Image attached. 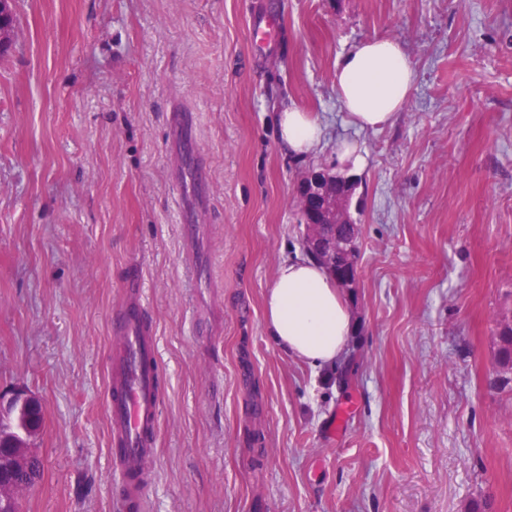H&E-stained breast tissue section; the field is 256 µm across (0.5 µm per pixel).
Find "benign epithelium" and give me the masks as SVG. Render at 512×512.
Masks as SVG:
<instances>
[{"mask_svg":"<svg viewBox=\"0 0 512 512\" xmlns=\"http://www.w3.org/2000/svg\"><path fill=\"white\" fill-rule=\"evenodd\" d=\"M13 12V0H0V43L13 39L14 28L1 22V19ZM298 202L305 219L310 226L321 225L325 232L313 236L305 244V249L317 257L333 272L348 283L358 277L357 259L342 260L336 255V225L338 206L336 204V176L326 172H313L306 176L298 188ZM35 396L24 389L0 392V421L5 419L17 407L36 404ZM20 467L19 462L0 465V512H10V505L22 494L34 488L28 480L8 477V472Z\"/></svg>","mask_w":512,"mask_h":512,"instance_id":"7a95c632","label":"benign epithelium"}]
</instances>
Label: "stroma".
<instances>
[{
    "instance_id": "obj_1",
    "label": "stroma",
    "mask_w": 512,
    "mask_h": 512,
    "mask_svg": "<svg viewBox=\"0 0 512 512\" xmlns=\"http://www.w3.org/2000/svg\"><path fill=\"white\" fill-rule=\"evenodd\" d=\"M0 57V391L40 402L23 512H125L105 400L112 314L160 350L143 512H512V0H16ZM282 22L251 47L260 15ZM400 40L418 82L377 131L345 122L340 57ZM197 116L211 196L186 238L166 115ZM327 131L304 160L279 107ZM358 139L355 330L334 371L267 336L304 254L298 184ZM204 252L209 265L194 268ZM141 284L129 285L132 271ZM339 433H330L334 419ZM499 348L497 363L502 377L507 381L512 378L508 375L512 374V326L509 323L501 325L499 331Z\"/></svg>"
}]
</instances>
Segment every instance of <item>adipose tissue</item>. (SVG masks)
<instances>
[{
    "instance_id": "adipose-tissue-1",
    "label": "adipose tissue",
    "mask_w": 512,
    "mask_h": 512,
    "mask_svg": "<svg viewBox=\"0 0 512 512\" xmlns=\"http://www.w3.org/2000/svg\"><path fill=\"white\" fill-rule=\"evenodd\" d=\"M408 50L392 38L355 44L336 67L334 88L350 125L375 130L394 121L416 85ZM278 141L297 159L313 155L325 138L317 117L296 108L280 112ZM264 326L288 356L312 368L336 365L354 332L349 303L320 262L295 257L281 262L264 298Z\"/></svg>"
}]
</instances>
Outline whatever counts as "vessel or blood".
<instances>
[{
    "mask_svg": "<svg viewBox=\"0 0 512 512\" xmlns=\"http://www.w3.org/2000/svg\"><path fill=\"white\" fill-rule=\"evenodd\" d=\"M169 121L181 142L191 140L195 125L192 113L170 112ZM182 171L190 179L191 200L184 205L180 222L185 234L191 236L197 230L194 211L205 205L209 196V173L196 154L186 157ZM112 326L122 339V351L111 370L107 397L112 457L126 500L136 504L145 496V474L155 456L159 421L155 374L159 348L144 305L125 307L114 315Z\"/></svg>",
    "mask_w": 512,
    "mask_h": 512,
    "instance_id": "vessel-or-blood-1",
    "label": "vessel or blood"
}]
</instances>
